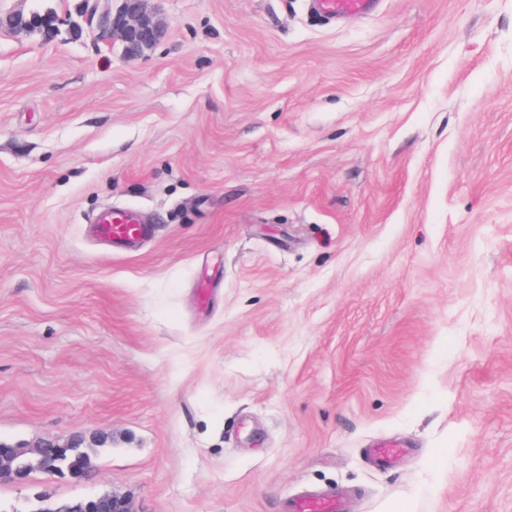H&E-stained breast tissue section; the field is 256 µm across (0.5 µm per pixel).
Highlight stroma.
Segmentation results:
<instances>
[{
    "mask_svg": "<svg viewBox=\"0 0 512 512\" xmlns=\"http://www.w3.org/2000/svg\"><path fill=\"white\" fill-rule=\"evenodd\" d=\"M79 2L0 0V442L103 446L0 503L512 512V0H162L134 60ZM315 7L330 18L347 14H368L374 7V0H315ZM15 30L23 32H40L45 36H53L58 29L60 21L59 16L54 11H46L43 14H23L17 13L10 15ZM95 230L103 240L112 242V247H128L150 233V228L140 224L137 216L128 210H112L96 218ZM72 512H135L130 501L122 496L104 493L76 503Z\"/></svg>",
    "mask_w": 512,
    "mask_h": 512,
    "instance_id": "35a3bbf8",
    "label": "stroma"
}]
</instances>
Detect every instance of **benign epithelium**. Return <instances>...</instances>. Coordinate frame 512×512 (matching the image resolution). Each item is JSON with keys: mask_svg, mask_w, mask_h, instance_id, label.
<instances>
[{"mask_svg": "<svg viewBox=\"0 0 512 512\" xmlns=\"http://www.w3.org/2000/svg\"><path fill=\"white\" fill-rule=\"evenodd\" d=\"M89 20L96 21L95 29L100 40L119 41L122 56L135 59L154 48L163 38L165 29L155 11L147 6V0H84ZM59 16L54 11L42 14L12 15L15 30L40 32L53 36L58 29ZM12 447L0 443V484H22L29 473L38 471L48 478L69 476L76 481L90 478V471H59L47 469L37 452H32L25 468L12 465ZM73 512H134L130 501L122 496L105 493L76 503Z\"/></svg>", "mask_w": 512, "mask_h": 512, "instance_id": "benign-epithelium-1", "label": "benign epithelium"}]
</instances>
